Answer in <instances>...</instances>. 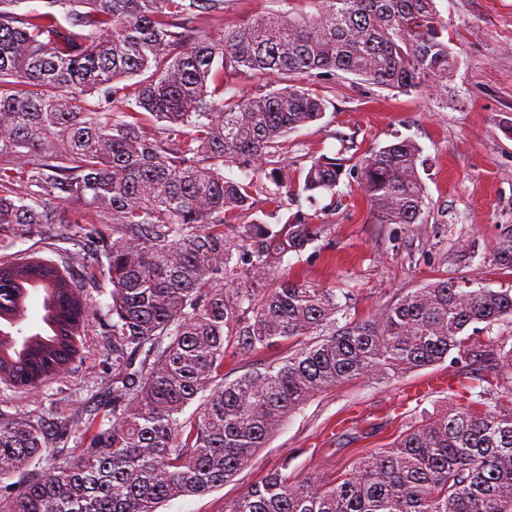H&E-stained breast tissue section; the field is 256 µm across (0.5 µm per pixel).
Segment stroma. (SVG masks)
<instances>
[{
    "instance_id": "obj_1",
    "label": "stroma",
    "mask_w": 512,
    "mask_h": 512,
    "mask_svg": "<svg viewBox=\"0 0 512 512\" xmlns=\"http://www.w3.org/2000/svg\"><path fill=\"white\" fill-rule=\"evenodd\" d=\"M448 22L458 65L448 80V102L424 93L404 95L349 76L320 85L328 106L322 120L288 137V159L303 151L334 155L351 143V156L368 155L397 139L421 148L419 174L426 190L420 223H375L358 185L341 184L326 227L282 269L323 288L349 294L352 314L368 317L401 295L439 281L463 288L512 289V270L493 255L512 239V0H436ZM72 225L0 230V261L41 257L66 269L93 307L110 303L111 287L91 282L70 253ZM465 242L477 253L460 250ZM92 316L79 355L68 371L28 393L0 383V412L31 414L52 424L74 413L112 411V337ZM224 376L287 356L288 344L251 354L226 342ZM447 363L413 370L383 384L353 380L314 396L294 413L233 481L211 492L168 501L161 512H226L268 473L286 468L291 481L334 477L360 456L387 447L415 420L448 408L441 391L408 399L412 383L447 372Z\"/></svg>"
}]
</instances>
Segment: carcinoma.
I'll return each instance as SVG.
<instances>
[{
    "instance_id": "cac0c4a2",
    "label": "carcinoma",
    "mask_w": 512,
    "mask_h": 512,
    "mask_svg": "<svg viewBox=\"0 0 512 512\" xmlns=\"http://www.w3.org/2000/svg\"><path fill=\"white\" fill-rule=\"evenodd\" d=\"M234 0H47L14 12L0 0V228L75 226L74 253L112 285V418L84 423V457L20 488L0 512H158L232 480L317 393L388 381L445 361L479 391L421 419L331 481L275 470L228 512H512V346L465 331L512 317V289L448 281L359 319L336 291L275 275L323 225L300 212L257 217L335 194L342 178L368 196L378 224H417L420 147L400 139L346 167L308 155L293 179L284 141L322 119L313 85L342 73L402 93L448 91L457 58L435 0H272L217 37L203 15ZM273 76L252 91L244 79ZM138 78L133 85L127 80ZM235 230L229 235L227 228ZM42 321L17 342L30 291ZM96 310L69 274L40 258L0 261V380L35 390L64 373ZM298 348L224 380V342ZM311 337L306 343L304 339ZM53 444L29 416L0 418V481Z\"/></svg>"
}]
</instances>
